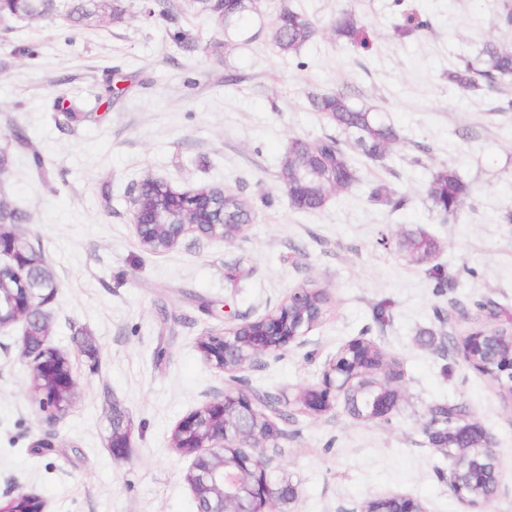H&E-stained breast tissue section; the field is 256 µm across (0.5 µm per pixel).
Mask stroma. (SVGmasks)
I'll list each match as a JSON object with an SVG mask.
<instances>
[{"label": "stroma", "mask_w": 512, "mask_h": 512, "mask_svg": "<svg viewBox=\"0 0 512 512\" xmlns=\"http://www.w3.org/2000/svg\"><path fill=\"white\" fill-rule=\"evenodd\" d=\"M170 2L162 18L147 16L143 0H118L121 17L91 26L0 19V152L10 157L0 198L26 212L28 241L55 272L47 344L78 381L72 406L47 420L20 355L23 324L0 330V500L25 492L46 512H193L192 459L171 434L228 384L204 363L198 338L263 317L309 285L330 294L323 321L304 346L245 372L250 388L287 398L276 417L284 435L268 452L272 475L296 489L281 512H361L391 494L426 512H512V402L461 349L489 313L512 320V90L464 91L448 80L484 41L512 44L499 0H261L265 20L285 3L321 27L291 56L265 30L249 48L227 50L223 28L192 0ZM346 7L364 22L368 49L336 39ZM411 13L429 28L396 32ZM178 30L187 44L173 40ZM337 90L376 106L400 140L383 161L357 158L359 183L301 213L278 173L292 138L333 134L308 95ZM72 106L81 120L67 116ZM17 128L47 156V179L14 140ZM440 164L472 187L445 224L425 194ZM147 177L224 187L253 204V220L231 242L189 234L145 253L130 196ZM380 181L403 206L370 200ZM417 228L438 242L448 288L399 248ZM357 338L399 364L388 421L352 417L341 397L321 415L298 412V393ZM440 403L464 405L496 450L499 485L487 504L448 487L449 460L423 429ZM117 423L130 434L119 461Z\"/></svg>", "instance_id": "35a3bbf8"}]
</instances>
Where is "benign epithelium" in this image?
I'll list each match as a JSON object with an SVG mask.
<instances>
[{"label": "benign epithelium", "instance_id": "obj_1", "mask_svg": "<svg viewBox=\"0 0 512 512\" xmlns=\"http://www.w3.org/2000/svg\"><path fill=\"white\" fill-rule=\"evenodd\" d=\"M132 217L141 244L160 252L175 247L180 240L192 233L212 241L227 239L222 224H167L155 221L144 209L138 193L131 197ZM26 237L19 224L0 223V256L8 262L0 265V273L8 268L23 275L33 262L15 263V253L21 251ZM55 292L36 293L23 289L22 297L8 309L0 306V329L17 322L25 323L33 315L43 323L40 346L32 348L28 334L21 338V356L27 360L32 373L56 377L59 358L63 354L47 346L48 313L46 308L53 301ZM305 302L304 289L296 288L288 300L275 311L254 321L235 324L220 332H210L200 337L197 347L204 361L211 367L230 376L232 385L220 397L205 402L189 412L175 426L180 447L188 449L193 457L185 480L193 495L200 498L201 512H274L277 502H286L282 490L271 481L272 459L265 455L268 442L282 436L281 429L267 412L279 411L283 399L278 395L259 398L249 388L240 373L263 357L277 356L291 344H303L302 337L313 327L303 317H292L291 307L301 308ZM480 330L470 332L464 339L466 360L483 372L493 369L495 379L507 377L512 382V354L495 356L488 362H477L470 354L471 348L480 344ZM354 372L338 364V359L328 360L321 383L305 390L301 400L310 414L329 410L336 393L350 388ZM66 399L56 402L43 396L39 408L47 418L55 419L70 406L77 390L72 370H67L58 385ZM448 485L452 492L472 505L487 503L490 498L472 496L455 465H450Z\"/></svg>", "mask_w": 512, "mask_h": 512}]
</instances>
